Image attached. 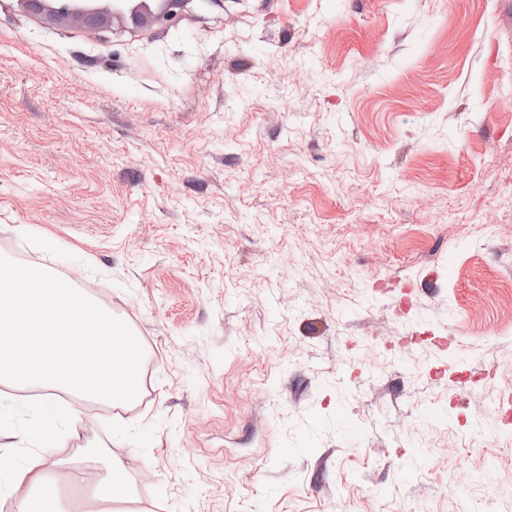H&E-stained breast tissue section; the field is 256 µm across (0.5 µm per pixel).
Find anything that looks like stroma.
Here are the masks:
<instances>
[{"label": "stroma", "mask_w": 512, "mask_h": 512, "mask_svg": "<svg viewBox=\"0 0 512 512\" xmlns=\"http://www.w3.org/2000/svg\"><path fill=\"white\" fill-rule=\"evenodd\" d=\"M95 8L0 0V256L155 366L56 398L78 442L0 380V471L70 460L67 512L111 458L132 512H512V0Z\"/></svg>", "instance_id": "obj_1"}]
</instances>
